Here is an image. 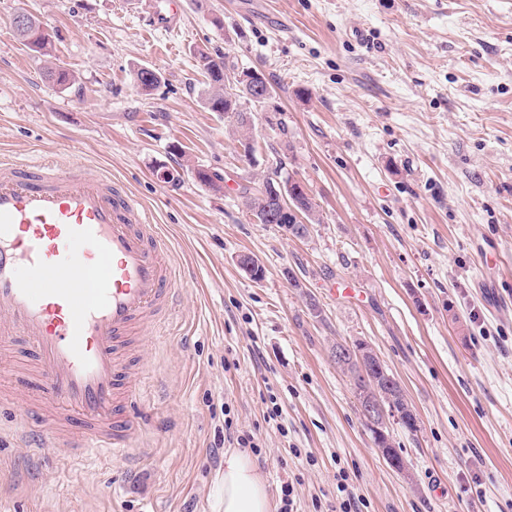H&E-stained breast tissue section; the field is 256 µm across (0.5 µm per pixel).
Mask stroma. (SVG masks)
<instances>
[{"mask_svg": "<svg viewBox=\"0 0 512 512\" xmlns=\"http://www.w3.org/2000/svg\"><path fill=\"white\" fill-rule=\"evenodd\" d=\"M182 8L175 34L146 0H0V159L112 177L152 212L181 281L168 335L135 352L154 403L144 452L30 468L20 384L0 407V512H211L221 441L242 434L273 501L290 482L297 512L335 502L341 470L362 512H512V0ZM21 10L54 32L51 57L23 45ZM202 49L272 90L252 109V155L206 103ZM144 66L160 76L147 92ZM275 171L316 204L304 237L243 204ZM354 339L417 415L416 433L388 425L405 472L332 357ZM364 424L367 426L372 435L373 444L375 447L382 448L383 457L387 460V462L390 464V460H393L395 461V468L397 470H405L404 460L396 449L392 435L390 434L388 428L378 432L369 427L366 422H364Z\"/></svg>", "mask_w": 512, "mask_h": 512, "instance_id": "35a3bbf8", "label": "stroma"}]
</instances>
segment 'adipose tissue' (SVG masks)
<instances>
[{
  "mask_svg": "<svg viewBox=\"0 0 512 512\" xmlns=\"http://www.w3.org/2000/svg\"><path fill=\"white\" fill-rule=\"evenodd\" d=\"M267 483L249 452L224 453L223 496L219 512H274Z\"/></svg>",
  "mask_w": 512,
  "mask_h": 512,
  "instance_id": "obj_1",
  "label": "adipose tissue"
}]
</instances>
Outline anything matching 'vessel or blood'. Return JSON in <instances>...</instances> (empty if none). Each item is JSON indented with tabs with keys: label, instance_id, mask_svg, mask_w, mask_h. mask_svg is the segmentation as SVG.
<instances>
[{
	"label": "vessel or blood",
	"instance_id": "b4317fda",
	"mask_svg": "<svg viewBox=\"0 0 512 512\" xmlns=\"http://www.w3.org/2000/svg\"><path fill=\"white\" fill-rule=\"evenodd\" d=\"M142 202L78 164L0 161V363L16 341L47 418L23 427L57 450L126 459L142 426L134 341L161 335L179 276Z\"/></svg>",
	"mask_w": 512,
	"mask_h": 512
}]
</instances>
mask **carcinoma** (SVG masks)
<instances>
[{
	"mask_svg": "<svg viewBox=\"0 0 512 512\" xmlns=\"http://www.w3.org/2000/svg\"><path fill=\"white\" fill-rule=\"evenodd\" d=\"M17 32L31 51L41 56L51 55L53 36L47 29L43 28L42 23L37 18L32 15L29 16L28 26L17 29ZM199 56L204 73L209 81L207 104L210 110L222 112L226 115L232 114L236 132L246 140L251 139L253 114L245 108V105L254 106L260 103V100L251 98L246 89V85L252 81L251 71L238 72L235 68L228 67L224 56L220 54L213 56L201 50ZM135 82L142 90L150 91L159 83V76L154 70L141 67L135 72ZM276 185H278V180L269 176L259 187H245L242 190L249 212L259 222L262 221V213L264 212V195L270 192L271 187ZM336 367L351 378L357 400V410H362L364 400L373 393L375 385L378 384V374L373 372L364 375L359 372L356 366L345 367L339 362L336 363ZM384 372L393 384L394 406L400 414L399 424L409 433L417 432L416 413L399 381L391 375L389 369H384ZM370 433L375 447L383 450V457L388 461H395L396 469H404V460L396 449L389 430L385 429L378 432L372 429Z\"/></svg>",
	"mask_w": 512,
	"mask_h": 512,
	"instance_id": "cac0c4a2",
	"label": "carcinoma"
}]
</instances>
